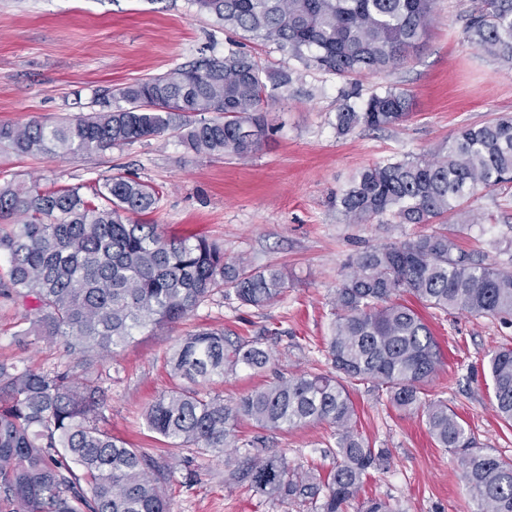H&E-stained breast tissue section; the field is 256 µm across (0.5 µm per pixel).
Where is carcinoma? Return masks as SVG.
I'll return each mask as SVG.
<instances>
[{
  "mask_svg": "<svg viewBox=\"0 0 512 512\" xmlns=\"http://www.w3.org/2000/svg\"><path fill=\"white\" fill-rule=\"evenodd\" d=\"M224 23L271 42L306 68L339 77L381 74L407 58L428 31L435 0H196ZM490 55L512 57V0H480L465 28ZM251 54L222 59L100 93L102 110L65 124H1L0 147L50 157L103 152L169 133L186 150L246 159L270 133L268 88H286ZM410 99L387 89L359 109L338 107L335 129H386L406 121ZM512 182V117L460 130L430 157H394L362 168L336 195L348 224L391 217L395 224L440 228L369 247L342 264L334 296L328 354L336 375L280 373L266 386L224 402L201 387L239 370L259 372L273 360L262 337L203 329L181 339L165 360L181 381L142 414L147 431L174 450L225 456V481L248 485L281 504L310 500L316 512H346L383 452L358 433L350 387L385 390L397 411L425 421L436 445L460 455L473 512H512V461L477 446L448 401L427 390L441 363L432 330L399 301L411 294L426 308L471 316L512 317V270L463 250L448 218L465 229L461 208L478 189ZM81 187L41 192L0 186V256L8 263L0 297H33L36 318L18 336L63 343L73 364L44 371L0 364V496L14 512H172L171 467L112 435L104 421L106 389L79 374L84 358L103 360L140 330L173 324L216 293L262 309L283 293L284 271L228 261L205 236L171 237L158 224H132L128 213L155 209L158 194L121 174L85 197ZM495 408L512 421V348L488 361ZM275 434L309 423L336 428L340 460L328 477L290 470L281 455L260 456V437L240 439L242 421Z\"/></svg>",
  "mask_w": 512,
  "mask_h": 512,
  "instance_id": "obj_1",
  "label": "carcinoma"
}]
</instances>
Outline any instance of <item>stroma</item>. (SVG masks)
<instances>
[{"label":"stroma","instance_id":"35a3bbf8","mask_svg":"<svg viewBox=\"0 0 512 512\" xmlns=\"http://www.w3.org/2000/svg\"><path fill=\"white\" fill-rule=\"evenodd\" d=\"M473 0H437L420 48L380 75L355 79L304 68L278 47L222 24L195 0H0V124L39 120L57 124L96 109L97 93L204 59L223 58L238 44L264 66L288 70L293 81L266 105L274 132L250 158H205L176 137H150L112 150L61 158L19 156L0 148V184L37 182L44 191L91 188L116 173L147 183L160 199L144 222L166 234L216 240L226 259L247 257L256 267L286 268L288 286L261 310L214 295L190 316L146 328L112 359L87 358L107 390V427L114 436L173 469V512H314L311 504H280L246 486L224 483V461L182 450L167 452L142 420L148 405L174 381L164 365L181 338L201 329L253 336L278 329L268 342L273 362L260 373L229 375L210 386L233 400L278 372L331 371L326 343L343 260L369 246L431 232L428 224L372 221L348 224L334 203L359 169L376 161L437 152L466 125L512 115V60L488 55L467 41ZM406 92L411 115L382 130L334 129L342 100L364 106L386 88ZM464 207L478 218L459 243L487 261L512 267V186L478 191ZM33 298H0V362L51 370L69 364L62 344L30 343L17 332L35 318ZM443 353L430 388L447 399L481 445L512 460V423L494 409L491 353L512 346V324L461 311L422 309ZM352 398L358 429L388 461L370 469L358 500L380 497L398 512H471L473 502L454 452L437 447L419 419L389 408L365 385ZM269 452L290 468L325 476L336 465L332 425L314 423L269 436Z\"/></svg>","mask_w":512,"mask_h":512}]
</instances>
